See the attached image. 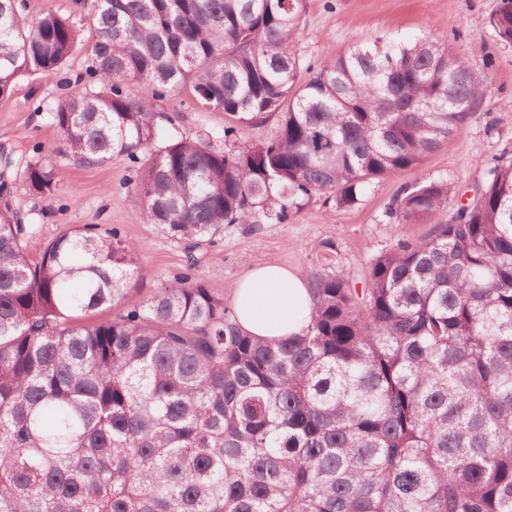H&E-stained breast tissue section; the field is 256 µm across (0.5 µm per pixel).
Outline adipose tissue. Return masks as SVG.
<instances>
[{
  "label": "adipose tissue",
  "instance_id": "adipose-tissue-1",
  "mask_svg": "<svg viewBox=\"0 0 512 512\" xmlns=\"http://www.w3.org/2000/svg\"><path fill=\"white\" fill-rule=\"evenodd\" d=\"M234 297L238 324L260 338L299 333L310 320L308 282L297 271L281 265L249 268L236 283Z\"/></svg>",
  "mask_w": 512,
  "mask_h": 512
}]
</instances>
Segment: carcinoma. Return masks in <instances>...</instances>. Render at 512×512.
<instances>
[{
	"mask_svg": "<svg viewBox=\"0 0 512 512\" xmlns=\"http://www.w3.org/2000/svg\"><path fill=\"white\" fill-rule=\"evenodd\" d=\"M303 8L93 0L80 89L37 109L74 162L129 161L142 222L184 244L187 271L127 306L144 269L115 229L85 225L31 260L0 155V512H512V158L444 223L448 180L397 193L388 222L434 230L378 254L361 289L326 245L297 335L243 332L192 276L224 225L282 223L317 195L352 207L447 146L486 96L446 34L305 66ZM490 26L512 46V0ZM77 46L69 18L0 0V95ZM184 88L223 130L187 137L157 109ZM273 118V139L238 145ZM23 179L34 198L59 191L39 156ZM105 305L121 311L76 322Z\"/></svg>",
	"mask_w": 512,
	"mask_h": 512,
	"instance_id": "1",
	"label": "carcinoma"
}]
</instances>
